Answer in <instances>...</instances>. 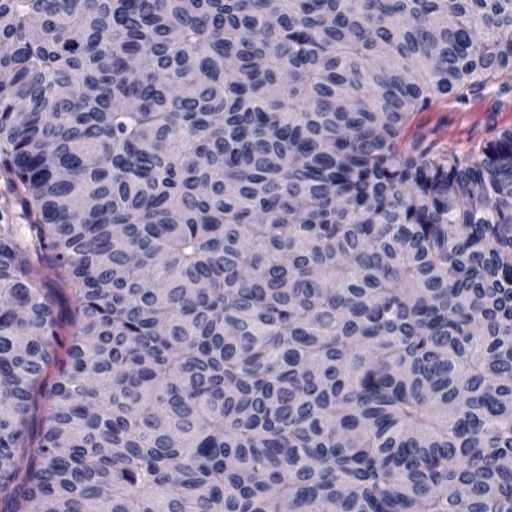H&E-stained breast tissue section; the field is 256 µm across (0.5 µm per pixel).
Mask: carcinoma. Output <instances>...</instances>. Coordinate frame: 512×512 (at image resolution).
Returning <instances> with one entry per match:
<instances>
[{
    "label": "carcinoma",
    "instance_id": "1",
    "mask_svg": "<svg viewBox=\"0 0 512 512\" xmlns=\"http://www.w3.org/2000/svg\"><path fill=\"white\" fill-rule=\"evenodd\" d=\"M511 92L512 0H0V512H512V128L406 137ZM491 103L492 100H487L482 104L481 108L475 106L470 109L471 105H458L456 107L460 110L452 108L448 112H425L417 118L410 132L415 131L418 125L424 126L426 130L439 125L442 127L445 141H447L448 144L457 145L459 143H465L468 134L461 141L453 143L449 142L446 138V131L456 127L458 123L462 121V125L466 127L467 130L471 125L478 123L479 125L475 130L476 138H487L490 135L485 133V128L489 122H486L485 113L487 109L490 108ZM46 288H50L56 296V310L59 315L58 340L60 346L57 348L60 354L64 352V345L68 336L72 332L71 313H72V297L70 287L55 278L49 279Z\"/></svg>",
    "mask_w": 512,
    "mask_h": 512
}]
</instances>
